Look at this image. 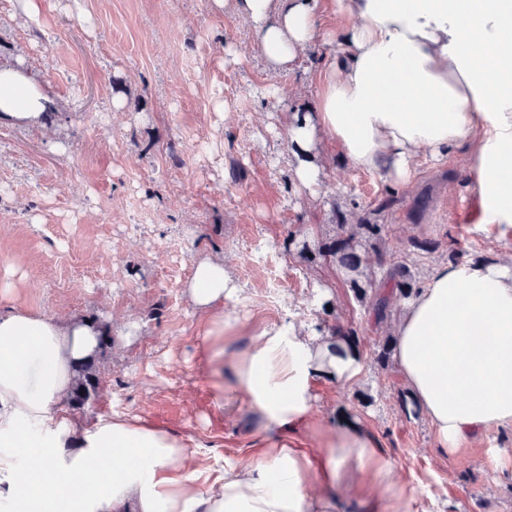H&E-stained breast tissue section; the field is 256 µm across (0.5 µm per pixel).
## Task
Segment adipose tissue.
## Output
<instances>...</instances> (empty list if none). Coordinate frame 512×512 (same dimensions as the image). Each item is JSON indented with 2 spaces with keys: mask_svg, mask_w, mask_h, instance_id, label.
Wrapping results in <instances>:
<instances>
[{
  "mask_svg": "<svg viewBox=\"0 0 512 512\" xmlns=\"http://www.w3.org/2000/svg\"><path fill=\"white\" fill-rule=\"evenodd\" d=\"M251 29L273 70L300 68L325 12L347 24L318 73L312 111L288 116L291 177L314 192L323 170L310 152L330 141L352 166L410 185L418 161L470 150L468 180L484 221L512 230V0H212ZM50 96L0 63V121L45 122ZM241 287L219 258L199 260L187 285L206 314L202 342L221 356ZM394 362L438 449L456 453L512 426V259L436 266L398 320ZM98 346L90 322L0 313V512H335L331 490L352 474L390 485L373 438L338 428L310 490L311 462L281 438L259 460L194 466L191 441L137 418L84 425L61 410L76 365ZM357 351H338L312 321L264 326L227 366L266 426L293 428L315 405L313 382L359 379Z\"/></svg>",
  "mask_w": 512,
  "mask_h": 512,
  "instance_id": "obj_1",
  "label": "adipose tissue"
}]
</instances>
